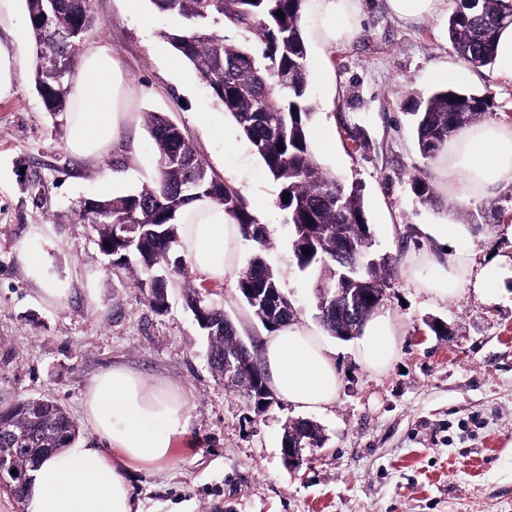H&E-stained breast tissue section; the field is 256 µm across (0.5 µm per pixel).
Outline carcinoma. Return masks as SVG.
Segmentation results:
<instances>
[{
  "mask_svg": "<svg viewBox=\"0 0 512 512\" xmlns=\"http://www.w3.org/2000/svg\"><path fill=\"white\" fill-rule=\"evenodd\" d=\"M91 0H24L35 46V87L56 119L70 112L71 75L84 32L92 22ZM154 11L180 25L161 32L196 71L212 96L236 123L277 187L275 204L284 214L297 267L315 278V318L332 337L358 336L390 286L391 259L374 252V237L362 189L345 186L320 165L311 137L316 112L307 81V47L301 26L303 0H149ZM283 12L279 17L276 12ZM512 24V0H456L448 17V38L456 53L475 66L493 63L492 47ZM239 35L231 39L224 30ZM53 63L41 64L43 52ZM280 82L271 87L268 75ZM490 92L440 87L413 99L410 115L419 150L436 157L461 127L478 124L491 108ZM153 140V180L125 193L92 198L89 213L77 219L91 225L99 249L112 247V267L126 271L148 306L160 313L167 288H184L197 327L205 336L209 364L224 375V356L244 355L241 374L270 398L258 347L246 345L224 309L184 281L189 265L176 251L180 216L198 201L224 207L239 225L252 256L237 281L240 296L262 326L272 331L293 320V303L266 264L271 234L249 210L236 187L196 153L181 130L160 112L143 114ZM410 192L423 203L433 199L430 183L410 179ZM288 199H283L284 194ZM137 225L135 239L123 226ZM311 250V254L304 250ZM0 417V448H14L8 463L26 470L27 482L12 490L21 501L32 473L48 456L79 438L67 411L48 399L11 404Z\"/></svg>",
  "mask_w": 512,
  "mask_h": 512,
  "instance_id": "cac0c4a2",
  "label": "carcinoma"
}]
</instances>
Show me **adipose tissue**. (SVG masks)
<instances>
[{"label":"adipose tissue","instance_id":"adipose-tissue-1","mask_svg":"<svg viewBox=\"0 0 512 512\" xmlns=\"http://www.w3.org/2000/svg\"><path fill=\"white\" fill-rule=\"evenodd\" d=\"M385 5L394 19L408 24L448 12V0H385ZM363 9V0H303L302 24L326 50L358 32ZM125 94L110 50L88 49L72 79V152L107 153L125 118ZM434 174L441 190L467 200L512 184V127L484 122L460 129L438 157ZM182 221V250L191 267L210 280H238L241 231L223 208L199 202ZM396 336L391 314L374 311L357 339L360 362L373 371L387 369L397 355ZM262 356L270 385L284 401L303 410L335 402L340 382L334 353L311 326L294 322L274 331L264 340ZM83 414L98 446L78 441L46 459L26 493V512H132L128 482L113 465V454L147 465L169 461L175 439L188 427L183 395L147 385L123 366L90 381Z\"/></svg>","mask_w":512,"mask_h":512}]
</instances>
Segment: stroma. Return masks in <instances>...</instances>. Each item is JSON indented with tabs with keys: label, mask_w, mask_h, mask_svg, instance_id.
Wrapping results in <instances>:
<instances>
[{
	"label": "stroma",
	"mask_w": 512,
	"mask_h": 512,
	"mask_svg": "<svg viewBox=\"0 0 512 512\" xmlns=\"http://www.w3.org/2000/svg\"><path fill=\"white\" fill-rule=\"evenodd\" d=\"M92 14L81 47H108L128 87V117L114 147L101 157L71 153L70 126L53 122L31 77L0 99V407L54 399L89 442L84 394L112 365L183 393L188 429L169 462L112 457L129 482L133 512H512V186L478 201L438 190L426 204L409 190L412 176L434 178L409 110L411 97L435 88L436 66L454 68L458 87L490 91V120L511 126L512 79L458 56L442 21L399 22L384 0H364L361 28L349 41L324 52L308 42V62L332 74L328 83L308 75L316 121L335 137L319 160L343 184L361 186L374 249L394 265L381 307L396 320L397 357L377 373L357 360L354 341L333 340L335 404L303 413L280 400L259 417L212 373L184 291L170 288L167 310L152 311L126 274L108 266L74 211L81 199L101 196L102 182L119 194L153 179L143 115L165 113L268 225L274 245L266 260L296 320L311 323L313 283L296 265L276 186L234 120L162 38L172 17L153 12L148 0L135 8L93 0ZM0 46L34 56L23 0H0ZM33 182L42 185L40 197L28 191ZM465 214L481 223L480 233L435 251L436 262L417 271L404 266L405 255L433 251L425 226L457 224ZM24 248L41 253L43 282L65 291L59 302L38 293L20 258ZM460 251L472 277L492 282L489 295L466 282L445 299L418 288V279L439 276ZM191 280L214 292L244 341L264 340L236 284ZM433 319L447 322L450 339L430 330ZM301 418L319 424L326 441L312 463L292 472L281 456L283 426Z\"/></svg>",
	"instance_id": "obj_1"
}]
</instances>
